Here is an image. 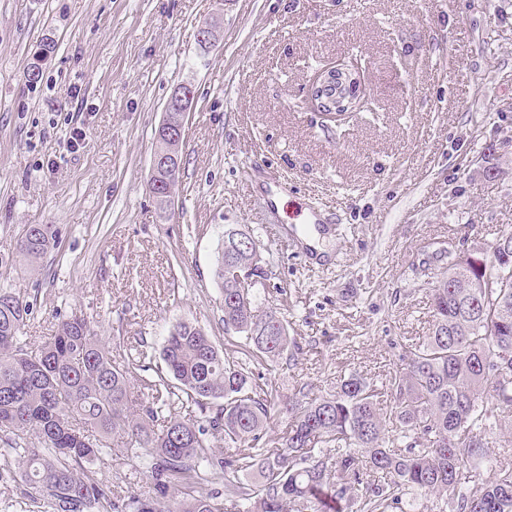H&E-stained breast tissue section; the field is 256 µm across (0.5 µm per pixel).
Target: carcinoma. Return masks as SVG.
Masks as SVG:
<instances>
[{
    "label": "carcinoma",
    "instance_id": "obj_1",
    "mask_svg": "<svg viewBox=\"0 0 512 512\" xmlns=\"http://www.w3.org/2000/svg\"><path fill=\"white\" fill-rule=\"evenodd\" d=\"M166 212L179 176L158 169ZM57 234L27 224L19 253L43 259ZM266 246L251 234L236 252L219 254L224 333L221 347L200 327L181 322L151 375L153 355L125 352L103 340L82 313L62 319L36 348L23 327L25 297L0 289V459L18 465L21 486L39 512H398L417 494L457 498V512H512V448L483 479L470 465L486 455L497 423L512 417V239L462 251L430 291L431 333L411 343L402 364L379 389L351 374L326 397L285 407L287 425L272 447L261 445L276 401L252 382L234 354L267 362L288 349V323L260 309L241 276L266 277ZM148 404L135 405L133 389ZM204 420L174 413L183 400ZM120 448L151 457L153 493L126 499L95 470L114 436ZM224 466L254 479H225L224 495L204 493Z\"/></svg>",
    "mask_w": 512,
    "mask_h": 512
}]
</instances>
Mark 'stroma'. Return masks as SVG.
Returning a JSON list of instances; mask_svg holds the SVG:
<instances>
[{"mask_svg":"<svg viewBox=\"0 0 512 512\" xmlns=\"http://www.w3.org/2000/svg\"><path fill=\"white\" fill-rule=\"evenodd\" d=\"M214 20L223 35L201 50ZM357 51L372 111L323 116L315 72ZM183 82L196 99L163 216L152 132ZM312 209L335 228L313 260L295 231ZM27 224L58 237L34 270ZM228 224L269 248L255 293L298 342L257 383L285 404L352 373L384 382L432 327L427 272L512 231V0H0V286L32 301V342L77 311L153 353L182 321L226 343L213 269ZM96 469L150 484L133 454Z\"/></svg>","mask_w":512,"mask_h":512,"instance_id":"obj_1","label":"stroma"}]
</instances>
